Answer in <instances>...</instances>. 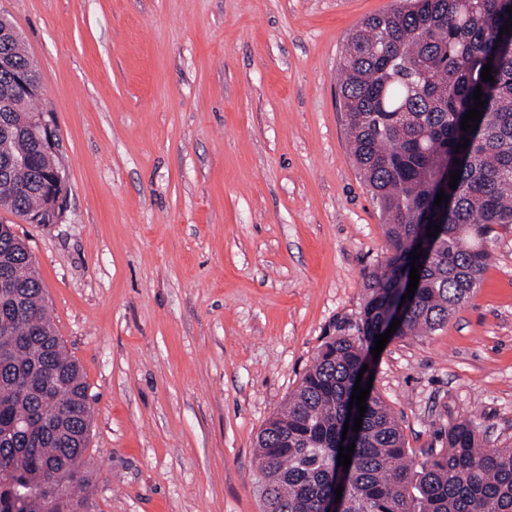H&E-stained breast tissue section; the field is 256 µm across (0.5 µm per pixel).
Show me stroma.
<instances>
[{
	"label": "stroma",
	"mask_w": 512,
	"mask_h": 512,
	"mask_svg": "<svg viewBox=\"0 0 512 512\" xmlns=\"http://www.w3.org/2000/svg\"><path fill=\"white\" fill-rule=\"evenodd\" d=\"M392 0H0L68 176L61 224L0 210L93 406L81 512H262L255 443L383 261L340 53ZM373 386L416 461L472 419L512 444V228Z\"/></svg>",
	"instance_id": "1"
}]
</instances>
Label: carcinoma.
Segmentation results:
<instances>
[{
    "label": "carcinoma",
    "instance_id": "cac0c4a2",
    "mask_svg": "<svg viewBox=\"0 0 512 512\" xmlns=\"http://www.w3.org/2000/svg\"><path fill=\"white\" fill-rule=\"evenodd\" d=\"M503 0H399L364 19L341 52V95L349 148L376 201L387 243L381 270L365 276V299L354 332L340 325L326 341L284 407L256 444L264 512H322L343 487L342 512H512V448H488L478 427L462 419L448 446L416 463L398 421L370 391L348 469L338 464L349 406L409 255L421 246L420 279L405 306L400 336L431 332L480 286L490 254L485 242L512 226V32ZM24 69L31 58L13 24L0 16V55ZM491 64L495 83L482 81ZM486 100L478 129L463 131L476 87ZM40 93L0 111V209L55 221L53 184L62 165L24 135L39 113ZM468 139V148L455 146ZM461 163H453V159ZM461 171L456 189L443 167ZM449 200L435 205L440 189ZM440 226L427 236L429 223ZM24 272L19 304L0 295V512H75L76 490L89 482L84 454L92 407L79 364L69 356L49 315L32 253L0 222V276L5 263ZM351 422H346V419ZM76 471L47 501L46 467Z\"/></svg>",
    "mask_w": 512,
    "mask_h": 512
}]
</instances>
